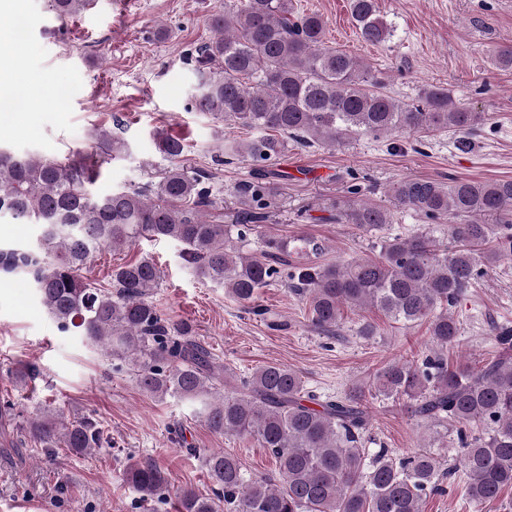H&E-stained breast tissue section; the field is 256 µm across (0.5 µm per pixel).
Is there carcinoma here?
I'll return each instance as SVG.
<instances>
[{
	"label": "carcinoma",
	"mask_w": 512,
	"mask_h": 512,
	"mask_svg": "<svg viewBox=\"0 0 512 512\" xmlns=\"http://www.w3.org/2000/svg\"><path fill=\"white\" fill-rule=\"evenodd\" d=\"M89 5L48 0L61 23ZM349 9L365 42L394 37L376 0H350ZM210 24L214 37L194 57L195 107L215 123L256 131L224 142V154L251 166V179L234 189L238 222L213 219L208 175L176 163L155 181L93 195L103 166L127 148L107 128L98 130L97 151L65 158L0 148V216L40 227L33 246L0 248V273L30 277L58 328L78 327L103 355L133 365L142 390L199 405L211 431L252 439L274 458L275 476H260L222 448L207 450L212 494L182 490L181 512H221L225 505L234 512H422L427 496L445 492L444 476L458 471L474 506L495 501L512 487V326L491 322L494 355L479 366L450 368L447 352L460 335L452 308L486 268L512 257V179L393 184L390 193L405 208L450 220L448 240L430 230L385 236L374 258L292 265L288 257L306 251L308 240H268L259 256L233 242L258 233L278 203L286 175L269 165L288 151V141L334 147L360 133L448 131L456 135L454 148L466 153L484 113L464 107L443 86L421 88L410 104L396 100L383 74L326 46L324 17L297 11L294 0H237ZM159 150L174 160L184 145L166 136ZM328 209L336 223L363 231L383 232L393 223L389 210L361 200L335 199ZM142 239L180 243L199 278L223 286L258 316L267 314L259 289L281 282L306 301L311 326L324 333L339 329L346 309H375L403 326L429 323L427 351L386 366L374 389L407 398L414 416L454 432L457 463L444 472L441 458L427 450L394 458L383 448L369 457L370 416L360 387L322 400L278 362L228 381L194 340L192 326L165 317L152 301L160 272L146 256L114 268L109 289L81 275L97 251ZM19 429L41 448L75 454H90L107 440L95 418L70 420L50 409L28 414ZM123 478L144 499L169 491L153 465L133 464Z\"/></svg>",
	"instance_id": "carcinoma-1"
}]
</instances>
